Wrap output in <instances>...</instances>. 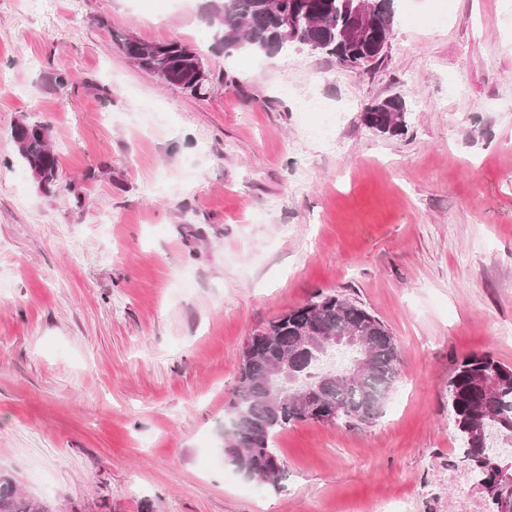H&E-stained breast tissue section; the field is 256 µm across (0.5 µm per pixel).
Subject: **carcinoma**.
I'll use <instances>...</instances> for the list:
<instances>
[{"instance_id": "cac0c4a2", "label": "carcinoma", "mask_w": 512, "mask_h": 512, "mask_svg": "<svg viewBox=\"0 0 512 512\" xmlns=\"http://www.w3.org/2000/svg\"><path fill=\"white\" fill-rule=\"evenodd\" d=\"M377 30L393 27V15L379 0H368ZM205 15L215 27V40L224 49H246L275 55L279 31L296 21L300 46L318 41V53L331 56L342 67L365 68L381 60L374 55L351 56L339 41L350 25L348 0H207ZM125 57L141 70L167 85L181 84L199 94L209 82L195 80V64L203 57L179 42L146 43L125 34L118 39ZM407 110L398 99L367 107L361 119L370 129L397 135L407 128ZM45 124L20 119L11 129L18 158L33 176L48 174L41 192L59 188V160L49 144ZM320 336L326 350L344 342L361 340L366 367L351 373L320 366L324 353L298 350L296 337ZM288 363V379L273 376L275 365ZM400 349L389 328L366 308L337 294L318 292L305 304L292 308L251 337V351L242 361L233 397L227 405L224 454L229 463L254 481L274 489L283 475V464L274 439L300 421H321L318 414L301 412L294 401L299 388L314 390L325 407L342 409L336 423L356 427L372 423L384 396L400 379ZM448 406L463 446L465 461L481 485L494 512H512V460L498 465L483 461L494 433L512 436V366L489 354L473 353L457 363L448 379ZM0 512H48L39 502L21 494L12 477L0 472Z\"/></svg>"}]
</instances>
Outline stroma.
I'll use <instances>...</instances> for the list:
<instances>
[{"instance_id":"obj_1","label":"stroma","mask_w":512,"mask_h":512,"mask_svg":"<svg viewBox=\"0 0 512 512\" xmlns=\"http://www.w3.org/2000/svg\"><path fill=\"white\" fill-rule=\"evenodd\" d=\"M206 0H0V466L49 512H456L448 378L512 365V0H394L365 69L216 45ZM178 41L193 95L118 49ZM401 97L408 131L360 115ZM47 124L41 193L11 127ZM319 291L383 321L373 423L280 433L279 488L224 456L250 337Z\"/></svg>"}]
</instances>
